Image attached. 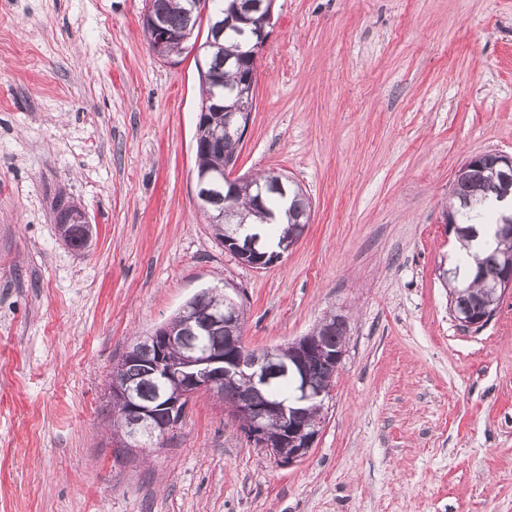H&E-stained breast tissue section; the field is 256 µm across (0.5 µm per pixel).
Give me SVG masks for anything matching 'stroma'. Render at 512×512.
Returning a JSON list of instances; mask_svg holds the SVG:
<instances>
[{"label":"stroma","instance_id":"obj_1","mask_svg":"<svg viewBox=\"0 0 512 512\" xmlns=\"http://www.w3.org/2000/svg\"><path fill=\"white\" fill-rule=\"evenodd\" d=\"M148 6L0 0V512H512V293L465 329L438 273L457 169L512 155V0H274L237 172L288 176L311 222L266 269L196 210V53L154 58ZM214 286L251 349L348 318L293 466L205 395L149 455L114 453L113 364ZM59 225L60 235L64 239L66 234L65 230L68 224H82L86 230L87 237L89 238L91 232V223L87 212L79 205L70 203L63 206L61 215L56 222Z\"/></svg>","mask_w":512,"mask_h":512}]
</instances>
